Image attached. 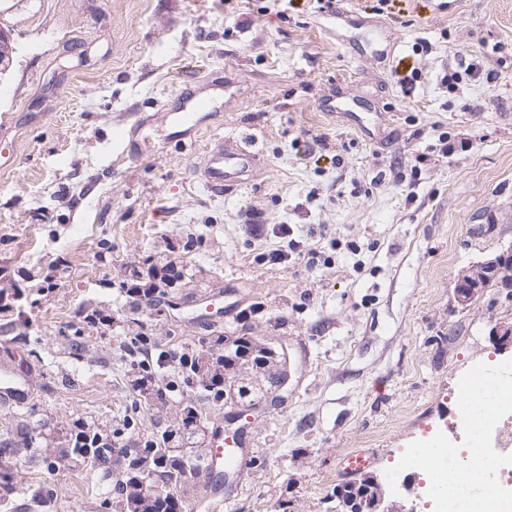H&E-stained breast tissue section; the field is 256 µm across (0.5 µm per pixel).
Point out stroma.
I'll list each match as a JSON object with an SVG mask.
<instances>
[{"label":"stroma","instance_id":"stroma-1","mask_svg":"<svg viewBox=\"0 0 512 512\" xmlns=\"http://www.w3.org/2000/svg\"><path fill=\"white\" fill-rule=\"evenodd\" d=\"M333 0L329 11L286 0H0L15 48L0 78V288H27L56 263L35 306L0 308V355L32 363L34 394L0 406V440L70 414L121 426L125 321L166 350L211 335L172 301L219 290L221 329L285 345L284 401L244 423L246 463L211 512H343L344 455L369 448L370 475L409 512L421 470L400 467L423 433L459 428L460 377L502 355L490 338L512 322L496 287L456 297L470 265L512 247V0ZM429 43L422 51L421 43ZM493 81L442 78L459 59ZM418 82L403 94L398 60ZM253 135L264 163L218 197L196 178L194 149L214 134ZM290 225L291 239L280 225ZM43 245L26 251L29 232ZM296 240L302 259L269 250ZM331 256L313 266L306 252ZM180 278L152 307L125 290L152 283L161 258ZM102 307L73 356L82 311ZM42 336L30 357L25 333ZM15 512H103L114 482L32 459Z\"/></svg>","mask_w":512,"mask_h":512}]
</instances>
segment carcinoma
Masks as SVG:
<instances>
[{"label": "carcinoma", "mask_w": 512, "mask_h": 512, "mask_svg": "<svg viewBox=\"0 0 512 512\" xmlns=\"http://www.w3.org/2000/svg\"><path fill=\"white\" fill-rule=\"evenodd\" d=\"M47 272L39 285L29 289L22 302L34 305L55 287ZM108 318L104 311H83L82 326L74 331L73 346L81 348V335ZM234 353L250 351V336L219 333L197 342H186L172 355L161 350L162 337L151 336L143 326L131 337L127 383L151 417L165 422L162 431H141L140 419L131 417L121 429L106 420L77 417L64 435L42 429L37 448L44 465L54 468L65 461L79 468H101L116 478L117 496L104 504L108 512H181L190 492L189 480L204 463L195 438L196 420L208 419L204 404L224 405V345ZM32 441L24 435L10 448H0V489H14V482L30 455ZM153 474L164 485V494L149 496L141 484Z\"/></svg>", "instance_id": "obj_1"}]
</instances>
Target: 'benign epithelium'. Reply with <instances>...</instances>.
Segmentation results:
<instances>
[{
    "instance_id": "obj_1",
    "label": "benign epithelium",
    "mask_w": 512,
    "mask_h": 512,
    "mask_svg": "<svg viewBox=\"0 0 512 512\" xmlns=\"http://www.w3.org/2000/svg\"><path fill=\"white\" fill-rule=\"evenodd\" d=\"M14 47L10 35L0 28V76L5 74L13 61ZM495 285L505 293V297L512 299V248H509L492 258L477 263L464 270L458 278L456 294L458 302L466 305L482 289ZM491 339L498 351H512V322H500L491 329ZM224 377L253 386L259 377H272L270 395L276 399L284 398L288 392L291 378L288 353L265 343H257L251 353H240L231 360L224 361ZM245 416L238 405H231V410L224 413V432L241 433L243 427L239 425ZM375 490L374 498L370 502L371 512H409L397 499L385 501L386 489L373 476L367 475Z\"/></svg>"
}]
</instances>
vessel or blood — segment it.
<instances>
[{
    "label": "vessel or blood",
    "instance_id": "b4317fda",
    "mask_svg": "<svg viewBox=\"0 0 512 512\" xmlns=\"http://www.w3.org/2000/svg\"><path fill=\"white\" fill-rule=\"evenodd\" d=\"M258 160L257 153L240 146L217 143L212 149L198 157L193 165L195 174L205 187L215 195L247 184ZM202 307L194 311L189 321L193 325H214L224 315L222 293L210 294L201 300ZM33 370L30 366H17L13 360H0V404L22 405L34 391ZM245 438L241 435L217 436L206 451L207 466L204 474L214 491L223 488L222 476L225 465L243 466ZM370 451L360 449L345 455L339 474L350 478L361 474L372 464Z\"/></svg>",
    "mask_w": 512,
    "mask_h": 512
}]
</instances>
